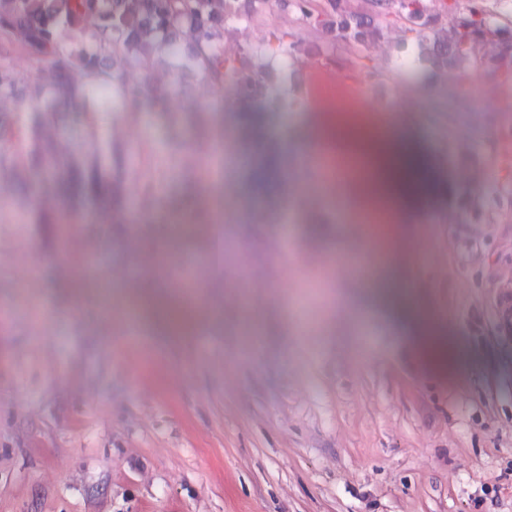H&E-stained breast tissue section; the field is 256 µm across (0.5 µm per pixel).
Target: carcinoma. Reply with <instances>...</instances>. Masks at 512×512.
<instances>
[{"instance_id":"cac0c4a2","label":"carcinoma","mask_w":512,"mask_h":512,"mask_svg":"<svg viewBox=\"0 0 512 512\" xmlns=\"http://www.w3.org/2000/svg\"><path fill=\"white\" fill-rule=\"evenodd\" d=\"M237 0H192L189 9L179 0H0V37L3 58L18 48L34 64H47L53 83L41 86L18 73L8 63H0V101L13 100L30 109L21 124L0 117V169L14 171L18 189L31 204L33 223L52 224L42 210L43 198L60 193L67 187L68 208L74 210L84 202L94 205L103 222L124 224L132 199L149 197L154 181L134 173L146 165L142 148L126 149L135 153V161L115 166L112 154L100 146L96 125L86 120L84 141L80 148L65 154L58 152L45 130L54 125L61 107L74 102H87L105 87L127 112H155L173 120L170 109L172 92H144L126 87L122 75L106 65L111 57L127 62L141 55L157 52L168 63L174 79L185 72L199 75L215 93L227 81L235 84L240 112H255L263 95L260 73L251 59L267 54L281 56L285 49L300 42L303 29L315 28L322 20L307 9V0H293L297 28L272 33L267 45L249 48L239 57H227L222 48L226 25L242 19L250 22L255 15L241 17ZM381 13L388 24L401 23L414 16L417 21L406 28L418 48L430 43L433 60L446 70L460 68L470 57L472 47L484 43L491 47L483 59V67L500 74L512 75V18L509 12H494L484 0H468L456 9L452 28L438 23L430 13L427 0H385ZM331 24L336 35L345 41L362 43L379 38L383 29L368 30L360 22L351 0H330ZM103 22L101 34L84 37L83 25L91 19ZM191 37L188 50H183V35ZM86 79L77 87L72 82L74 71ZM451 204L469 223L482 220L479 211L465 197L451 198Z\"/></svg>"}]
</instances>
